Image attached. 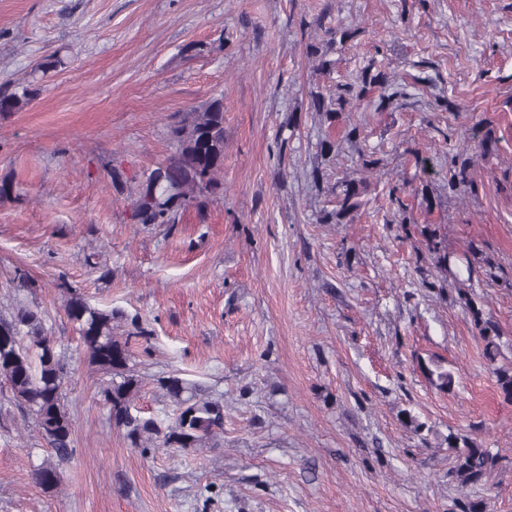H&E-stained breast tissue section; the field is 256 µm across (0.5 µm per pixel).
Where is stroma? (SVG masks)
Segmentation results:
<instances>
[{
    "mask_svg": "<svg viewBox=\"0 0 512 512\" xmlns=\"http://www.w3.org/2000/svg\"><path fill=\"white\" fill-rule=\"evenodd\" d=\"M328 26L344 37L321 71L305 45ZM51 53L64 67L0 113V310L43 311L74 454L57 488L36 485L47 448L0 383V512H460L452 431L500 455L478 495L512 512V403L468 309L512 364V0H0V89ZM369 68L385 82L360 106L331 122L311 108ZM218 94L223 191L178 223H136L135 178ZM460 169L465 191L449 185ZM349 179L358 208L326 220ZM68 288L150 329L130 341L145 415L171 414L163 373L223 396L216 446L127 444ZM468 308L474 325L479 330V333L485 343L484 356L490 365H495L497 357L500 354L498 343L500 336L495 333L490 320L484 318L481 309L475 308L471 303H469Z\"/></svg>",
    "mask_w": 512,
    "mask_h": 512,
    "instance_id": "stroma-1",
    "label": "stroma"
}]
</instances>
